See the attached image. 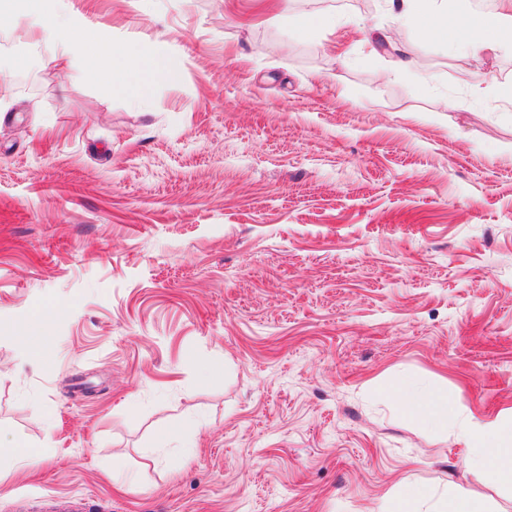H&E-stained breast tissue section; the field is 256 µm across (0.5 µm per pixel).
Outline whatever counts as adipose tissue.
Here are the masks:
<instances>
[{"instance_id": "ef3b65f1", "label": "adipose tissue", "mask_w": 512, "mask_h": 512, "mask_svg": "<svg viewBox=\"0 0 512 512\" xmlns=\"http://www.w3.org/2000/svg\"><path fill=\"white\" fill-rule=\"evenodd\" d=\"M391 13L432 42L458 45L480 57L512 48V0L496 9L467 11L449 17L435 0H386ZM23 20L35 42L54 45L59 55L81 63L89 82L127 89L131 103L145 105L155 81L180 74L178 58L148 52L138 42H113L83 15L71 12L66 0H0V16ZM412 420L432 426L451 425L464 445L465 463L500 488L512 489V424H480L460 416L445 396L407 390ZM392 501L405 512H487L485 501L448 489L407 485Z\"/></svg>"}]
</instances>
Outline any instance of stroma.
<instances>
[{
	"label": "stroma",
	"instance_id": "35a3bbf8",
	"mask_svg": "<svg viewBox=\"0 0 512 512\" xmlns=\"http://www.w3.org/2000/svg\"><path fill=\"white\" fill-rule=\"evenodd\" d=\"M70 6L181 71L136 108L0 19V512H512L395 395L512 421V50L391 47L385 0ZM407 512H487L481 499L456 495L447 488L407 484L389 500Z\"/></svg>",
	"mask_w": 512,
	"mask_h": 512
}]
</instances>
